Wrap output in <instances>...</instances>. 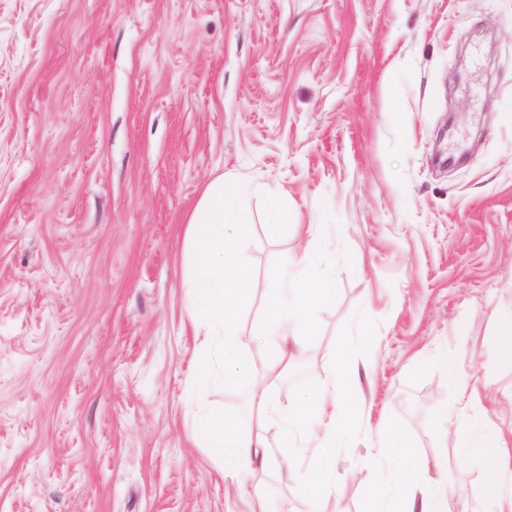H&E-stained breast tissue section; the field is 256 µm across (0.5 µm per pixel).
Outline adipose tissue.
<instances>
[{"mask_svg":"<svg viewBox=\"0 0 512 512\" xmlns=\"http://www.w3.org/2000/svg\"><path fill=\"white\" fill-rule=\"evenodd\" d=\"M251 234L237 179L214 177L203 189L185 226V286L191 315L200 320L207 341L198 352L196 369L217 383L251 373L238 317L242 302L260 286L242 250ZM335 293L334 276L312 273L303 261H286L279 281L268 287L263 316L252 330L263 339L267 366L266 376L252 390L258 432L249 438L240 436L235 417L214 408L206 409L195 427L197 438L225 469H235L259 456L267 445L268 432L279 435L280 447L286 448L292 429L302 427L322 451L321 471L305 483L304 491L313 498L335 494L331 453L336 442L350 437L358 425L352 363L359 359L373 362L376 340L370 335L357 338L311 398L291 395L282 402L272 392L274 382L296 359L288 340L310 330L314 308L332 301Z\"/></svg>","mask_w":512,"mask_h":512,"instance_id":"1","label":"adipose tissue"}]
</instances>
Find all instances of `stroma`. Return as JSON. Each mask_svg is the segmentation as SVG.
I'll return each instance as SVG.
<instances>
[{"instance_id":"stroma-1","label":"stroma","mask_w":512,"mask_h":512,"mask_svg":"<svg viewBox=\"0 0 512 512\" xmlns=\"http://www.w3.org/2000/svg\"><path fill=\"white\" fill-rule=\"evenodd\" d=\"M221 173L260 283L301 256L336 277L281 390L380 340L333 497L301 492L302 430L233 477L195 441L208 406L255 435L264 373L257 338L251 376L196 372L184 230ZM271 189L315 240L266 236ZM509 313L512 0H0V512H380L377 470L403 468L415 499L444 482L447 512H484L498 453L459 456L429 421L512 453ZM391 427L413 461L379 456Z\"/></svg>"}]
</instances>
